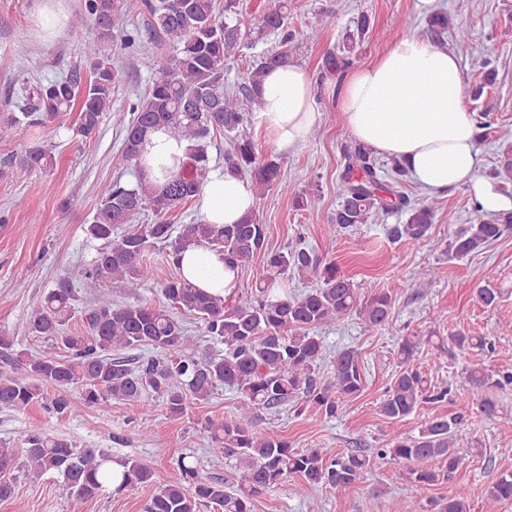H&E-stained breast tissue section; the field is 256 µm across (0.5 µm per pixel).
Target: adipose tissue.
Masks as SVG:
<instances>
[{
	"label": "adipose tissue",
	"mask_w": 512,
	"mask_h": 512,
	"mask_svg": "<svg viewBox=\"0 0 512 512\" xmlns=\"http://www.w3.org/2000/svg\"><path fill=\"white\" fill-rule=\"evenodd\" d=\"M260 100L256 118L275 145L290 149L306 140L318 113L314 81L303 66L269 70ZM338 104L354 137L373 154L404 164L427 195L463 188L486 215L512 211V196L481 174L478 129L465 104L455 54L420 36L403 37L371 65L343 77ZM186 158V142L161 128L143 145L141 172L159 186ZM199 204L207 223L234 224L253 211L255 195L246 180L217 170L204 185ZM179 267L186 279L210 293L227 296L238 284L236 271L205 248H186Z\"/></svg>",
	"instance_id": "obj_1"
}]
</instances>
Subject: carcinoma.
Returning a JSON list of instances; mask_svg holds the SVG:
<instances>
[{"instance_id": "obj_1", "label": "carcinoma", "mask_w": 512, "mask_h": 512, "mask_svg": "<svg viewBox=\"0 0 512 512\" xmlns=\"http://www.w3.org/2000/svg\"><path fill=\"white\" fill-rule=\"evenodd\" d=\"M84 9L97 30L83 47L92 77L83 82L75 75L31 85L28 95L36 100V111L8 116L0 123L1 138L20 125L51 123L74 109L78 117L70 127L73 136L86 140L96 133L104 113L112 108L113 89L124 79V71L112 64L109 52L118 45L112 32L114 17L148 15L154 35L169 45L170 52L157 51L156 39L147 44L138 34L123 38V45L150 58L154 74L150 89L132 109L123 140L122 154L133 163L136 179L132 184L117 179L104 185L99 209L88 225L89 237L101 245L82 274L83 286L95 290L94 304L84 314V329L67 331L75 315L76 289L66 276L45 294L29 319V332L50 341L63 354H32L17 348L14 337L0 334V358L12 367L11 374L0 378V407L24 410L39 405L76 416L112 398L145 408L159 403L169 416L181 417L188 404L209 399L223 385L240 395L238 413L220 422L208 420L204 430L209 433L213 457L236 459L242 470L241 483L234 488L204 475L189 456L178 461L180 479L159 483L153 470L137 460L116 459L102 450L79 448L68 439L32 430L22 436L19 450L0 441V501L14 495L19 468L34 479L55 473L76 498H95L112 482L114 461L123 467L119 488L154 486L147 512H201L210 506L221 512H253L254 497L288 477L297 478L301 490L350 488L371 468L372 456L360 450L341 456L326 448L297 451L274 429L258 427V412L301 399L332 418L343 400L358 397L364 388V372L358 354L349 349L332 358L333 380L317 385L315 369L325 359L318 331L350 316L378 329L390 319L391 296L380 292L361 297L336 263L325 262L306 248L269 249L267 227L254 212L238 224L198 220L176 228L167 220L171 210L200 196L211 172L209 148L217 132L229 142L224 170L250 179L260 194L279 182V162L260 158L254 141L239 129L247 121V112L259 107L265 71L295 63L298 46L318 39L321 30L332 24L333 14H323L314 26L292 29L283 2L268 11L253 32L235 20L238 0H224L222 19L216 16L215 0H85ZM368 28L367 16H360L357 35H365ZM265 33L277 35V45L254 61L243 83L224 82L226 61L236 57L246 41ZM355 36L346 35L336 49L327 52V70L343 72L350 67ZM158 127L189 144L187 160L160 189L143 179L139 167L142 144ZM343 156L341 201L331 223L344 229L368 224L398 205L407 212V220L391 227L390 237L420 243L433 224L435 207L426 201L413 203L398 190L406 176L404 165L394 163L388 182L380 178L371 153L360 143L344 146ZM52 164L51 154L35 144L0 158V174L8 172L22 181L33 169ZM491 175L512 179L511 144L498 151ZM146 210L154 215L152 223L135 224L123 235L112 236L117 225L134 224ZM510 224L508 213L487 219L476 210L474 223L450 242L449 251L466 256L498 239ZM159 245L166 248L173 265L183 249L196 245L224 255V260L242 272L262 255L266 275L254 286L223 297L196 287L178 273L162 283L164 301L159 304L115 303L112 289L135 293L154 280L149 253ZM290 272L311 277L316 285L299 295L275 292L276 278ZM493 282L490 273L476 290L478 301L487 307L496 305L500 297ZM185 316L200 322L208 336L224 344V352L201 356L198 338L189 334ZM448 343L461 351L482 350L487 345L486 337L463 331L449 336ZM144 348L156 349L162 356L133 362L125 355L128 350ZM416 348L417 343L408 337L400 345L404 368L378 406L388 420L411 415L423 399L441 401L449 394L447 389L431 390L428 377L410 366ZM508 386H512V371L493 372L476 364L466 377L468 394L488 417L499 412L495 392ZM72 388L78 396L68 394ZM461 423L457 417H433L422 423L418 436L397 435L376 457L408 468L413 487L434 486L443 475L450 480L458 470L455 439ZM431 461L440 462L441 469L429 466ZM511 500L512 473L502 474L488 488L487 512H497ZM434 506L437 512H470L462 487Z\"/></svg>"}]
</instances>
